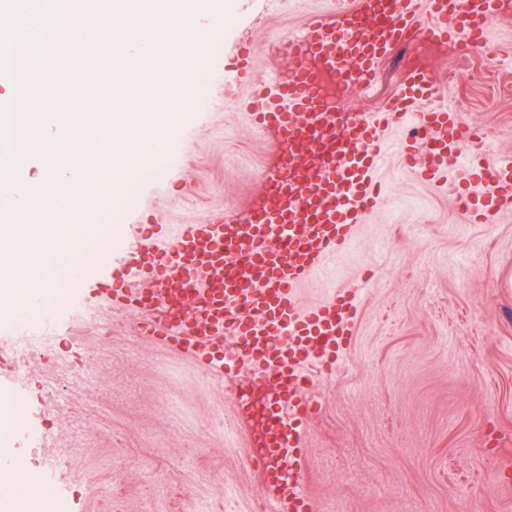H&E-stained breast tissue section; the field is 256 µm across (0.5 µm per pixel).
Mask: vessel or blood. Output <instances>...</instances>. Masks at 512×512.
I'll return each instance as SVG.
<instances>
[{"label":"vessel or blood","instance_id":"obj_1","mask_svg":"<svg viewBox=\"0 0 512 512\" xmlns=\"http://www.w3.org/2000/svg\"><path fill=\"white\" fill-rule=\"evenodd\" d=\"M412 3L348 0L330 14L310 16L302 34L289 36V58H313L315 68L271 78L248 102L256 130L291 144L265 175L279 185L275 208L242 219L219 211L174 236L136 234L129 274L156 281L158 291L124 282L98 289L103 301L140 313L138 334L161 339L218 378L224 375L222 335L232 331L237 358L276 395L259 459L273 512H310L302 492L303 422L310 411L305 369L314 359L335 362L355 317L348 293L304 310L297 290L351 241L355 225L374 208L386 148L382 127L416 117L422 137L403 152L421 178L434 180L443 168L463 183L478 178L481 197L458 198L473 222L490 223L502 206H512V162L480 165L463 152L458 113L428 105L434 85L427 71L409 70L384 111L357 120L331 111L317 89L318 68L371 88L379 64L417 28L431 39L452 32L466 45L487 44L497 0H422V23ZM175 302L183 307L177 320L168 315Z\"/></svg>","mask_w":512,"mask_h":512}]
</instances>
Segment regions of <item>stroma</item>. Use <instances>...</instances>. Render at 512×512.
I'll return each mask as SVG.
<instances>
[{
    "mask_svg": "<svg viewBox=\"0 0 512 512\" xmlns=\"http://www.w3.org/2000/svg\"><path fill=\"white\" fill-rule=\"evenodd\" d=\"M230 22L209 44L200 101L157 171L99 229L102 256L44 311L0 314V384L13 389L24 428L0 455V512H256L265 494L246 459L232 381L206 375L161 341L138 335L135 312L104 304L99 282L121 267L151 217L167 232L214 211L245 216L260 197L273 144L251 126L252 90L288 58L276 44L338 0H227ZM490 54L438 57L430 104L459 113L460 140L483 162L512 161V21L489 33ZM250 58L248 80L234 71ZM399 54L374 87L353 88L350 118L383 109ZM488 137L474 143L468 132ZM392 127L374 209L353 243L298 290L302 308L358 287L347 351L312 376L304 490L313 512H512V208L473 223L455 177L431 184ZM49 322L52 351L19 365V336ZM69 373L48 406L50 379ZM36 474L15 499L4 475Z\"/></svg>",
    "mask_w": 512,
    "mask_h": 512,
    "instance_id": "obj_1",
    "label": "stroma"
}]
</instances>
